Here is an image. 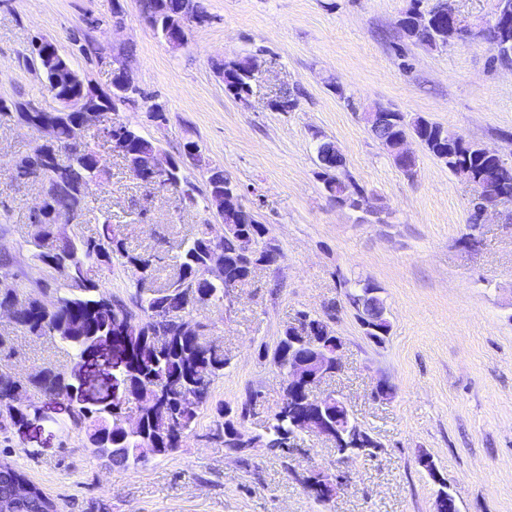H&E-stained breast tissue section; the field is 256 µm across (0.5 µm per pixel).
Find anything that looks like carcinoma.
<instances>
[{"label": "carcinoma", "mask_w": 512, "mask_h": 512, "mask_svg": "<svg viewBox=\"0 0 512 512\" xmlns=\"http://www.w3.org/2000/svg\"><path fill=\"white\" fill-rule=\"evenodd\" d=\"M163 2L167 16H177L183 0H141L144 13H154L157 2ZM421 0H411L410 7L399 19L400 28L423 47L434 49L437 39L456 41L453 33L424 34L416 26V18L423 14ZM495 13L507 17V22L490 21L481 29V39L495 51V59L502 63L512 61V0H498ZM62 68L56 75L42 80V88L54 98L77 91L66 81L72 62L60 60ZM224 78V92L243 103L251 91L247 58L224 61L219 66ZM0 112L11 115L24 126L35 128L43 121L58 126V141L70 144L71 125L78 122L77 112H27L20 100L0 99ZM392 118L393 134L399 137L416 134L433 157L445 163L448 169L473 184L475 191L486 197L498 195L502 200L512 199V165L487 158L483 150L450 134L438 124L422 117L406 121L402 112L384 109ZM319 168L325 190L336 202L357 209L363 190L345 172L336 166V146L330 140L320 143ZM132 150L151 157L161 152L158 142L133 131ZM49 147H34L17 158L19 167L35 170L48 166ZM69 163L62 164L60 172L47 174L51 198L81 216L87 208V194L83 187L102 179L103 172L95 168L92 150L69 154ZM220 217L226 224H241L257 238L258 249L248 260L240 257L238 235L226 234L217 244L224 254V279L214 281L203 274L208 254L197 236L178 245L177 272L160 288V297L153 289L144 287L152 279L157 267L154 253H132L119 234L112 230V215H103L97 235H75L59 241L54 226L38 224L28 240L29 251L36 266L50 273L59 282L54 306L47 309L32 299L19 312L16 327L30 337L50 336L63 345L74 359L91 351L101 336L112 337V343L125 354V359L112 367V402L86 405L81 388L66 371L48 364L38 372L17 382L9 378L0 381V431L8 432L18 424L29 423L40 414L43 400L64 398L70 401L65 430L84 431L87 442L101 457L124 470L144 466L152 459L164 458L182 447L193 434L200 411L211 398L217 380L224 377L228 359L220 347L206 342L207 324L201 330L187 334L182 320L198 312L197 304L216 306L224 303V292L246 281L268 250V229L255 215L239 208L224 209ZM121 267L130 272V278L120 293L112 292L92 271ZM349 304L357 311L361 325L375 324L390 327L385 317L383 301L377 295L358 291L347 295ZM163 309L160 320L153 319V311ZM288 331L285 327L272 354V362L288 369ZM0 352L18 353L17 337L7 328L0 329ZM197 393V403L189 409L184 398ZM242 406L224 404L217 408V438L233 454H242L249 442L257 438L273 454L285 455L288 434L298 438L301 429L298 417L305 411V392L285 393L287 407L278 410L267 420L265 431L252 435L242 430L249 412L250 400ZM135 405L139 428L133 432L124 426L129 405Z\"/></svg>", "instance_id": "cac0c4a2"}]
</instances>
